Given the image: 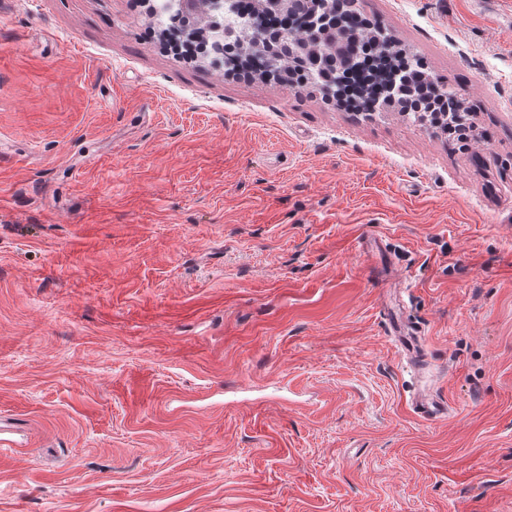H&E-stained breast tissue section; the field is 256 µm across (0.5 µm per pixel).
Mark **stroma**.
<instances>
[{"label":"stroma","instance_id":"obj_1","mask_svg":"<svg viewBox=\"0 0 512 512\" xmlns=\"http://www.w3.org/2000/svg\"><path fill=\"white\" fill-rule=\"evenodd\" d=\"M358 8L469 151L0 0V512H512V0ZM414 62L415 63L410 65V68L418 69L414 73H418L423 76L426 75L427 78H425L427 79L430 88L433 90V94L438 97L437 101L441 102V104L444 105V112H435L433 114L435 115L440 113L443 116L448 114L447 124H454V116H456L457 113L465 111L462 105V101L458 98L457 93L449 86L447 87L444 84H439L434 81H431L424 68L425 65L420 59L415 58ZM390 322V330L394 336L399 350L403 357L411 364L418 365L422 357V347L420 344L421 332L419 328L408 321L393 324ZM414 410L426 420H437L445 414V405L433 396L422 393L414 400Z\"/></svg>","mask_w":512,"mask_h":512}]
</instances>
